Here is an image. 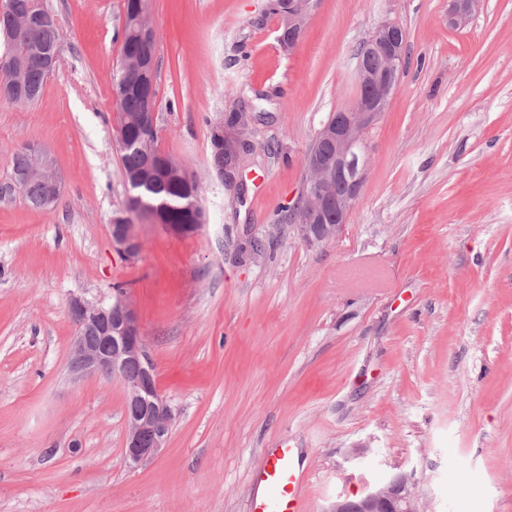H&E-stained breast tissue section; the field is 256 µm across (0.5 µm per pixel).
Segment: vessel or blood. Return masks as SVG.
Listing matches in <instances>:
<instances>
[{"label":"vessel or blood","instance_id":"b4317fda","mask_svg":"<svg viewBox=\"0 0 512 512\" xmlns=\"http://www.w3.org/2000/svg\"><path fill=\"white\" fill-rule=\"evenodd\" d=\"M265 455L264 467L254 476L249 512H308V477L293 448L283 442L267 449Z\"/></svg>","mask_w":512,"mask_h":512}]
</instances>
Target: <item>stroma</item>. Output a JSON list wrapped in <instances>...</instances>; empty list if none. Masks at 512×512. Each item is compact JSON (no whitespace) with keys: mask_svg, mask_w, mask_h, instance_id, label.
I'll use <instances>...</instances> for the list:
<instances>
[{"mask_svg":"<svg viewBox=\"0 0 512 512\" xmlns=\"http://www.w3.org/2000/svg\"><path fill=\"white\" fill-rule=\"evenodd\" d=\"M43 2L59 63L37 102L0 101V186L37 144L63 187L47 212L0 199V512H248L284 441L310 512L401 472L421 512H512V0L460 28L448 0H314L289 48L267 0H150L158 148L201 186L187 237L126 210L124 0ZM384 22L405 30L407 67L342 232L306 245L289 216L303 158ZM243 92L270 122L228 186L210 124ZM119 215L135 258L112 246ZM118 284L176 409L134 468L122 385L68 371L69 299L109 303Z\"/></svg>","mask_w":512,"mask_h":512,"instance_id":"obj_1","label":"stroma"}]
</instances>
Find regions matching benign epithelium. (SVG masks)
I'll use <instances>...</instances> for the list:
<instances>
[{
    "mask_svg": "<svg viewBox=\"0 0 512 512\" xmlns=\"http://www.w3.org/2000/svg\"><path fill=\"white\" fill-rule=\"evenodd\" d=\"M311 2L291 0L279 35L280 41L286 40L290 44L297 41ZM480 2L482 0H450L448 24L455 27L465 25ZM34 20L39 21L51 37V48L43 53L42 64L52 70L59 58V26L56 18L43 12L42 7H37L33 16L20 20L5 39L15 42ZM394 29L393 23L386 22L368 34L364 51L381 66L367 69L357 64L358 91L353 95L351 106L332 115L316 138L317 146L304 157L306 179L299 195L301 203L292 207L290 216L297 235L309 245L326 244L337 238L359 197L364 180L363 159L368 133L404 71V47L402 42L393 38ZM135 61L136 78L114 89L117 99L135 93L142 100L135 126L127 136L115 141L119 152L129 147L132 139L140 138L143 130L154 128L157 122V90L151 77L155 58L140 53ZM22 66V59L13 55L0 60L1 96L11 95ZM29 150L31 166L18 175L3 195L38 181L44 187L42 202L50 205L61 193V175L46 150L34 146ZM110 232L113 246L120 253L129 258L139 253L140 241L129 225L112 224ZM68 313L76 325L68 364L72 378L76 381L93 377L117 380L140 406L135 415L127 418L125 455L128 464L136 467L160 454L166 448L176 411L157 391L153 362L136 311L123 296L118 295L108 304L73 297L68 304ZM90 329L98 331L99 344L87 341L84 332ZM133 361L140 365L141 376L131 382L126 379L125 369ZM411 479L412 475L399 473L386 485L358 500L336 501L328 512H418L410 489Z\"/></svg>",
    "mask_w": 512,
    "mask_h": 512,
    "instance_id": "obj_1",
    "label": "benign epithelium"
}]
</instances>
